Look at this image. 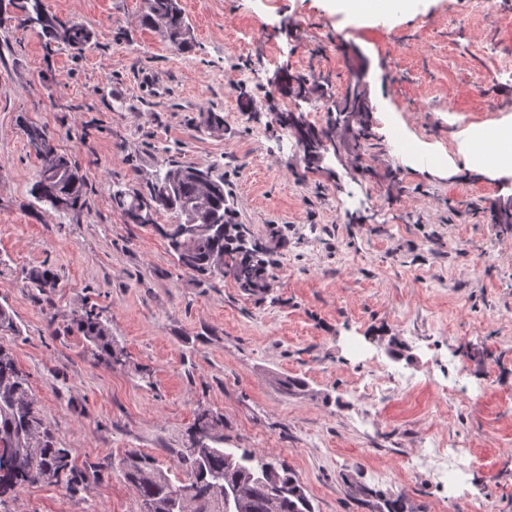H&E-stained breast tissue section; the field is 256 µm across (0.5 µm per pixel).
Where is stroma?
I'll return each mask as SVG.
<instances>
[{
  "mask_svg": "<svg viewBox=\"0 0 512 512\" xmlns=\"http://www.w3.org/2000/svg\"><path fill=\"white\" fill-rule=\"evenodd\" d=\"M42 2L94 39L46 53L0 0V303L22 328L0 345L80 478L22 488L0 512H140L119 458L134 448L175 467L202 405L223 413L225 447L285 460L312 512H387L389 498L405 512H512V224L499 221L512 166L459 149L475 128L512 127V80L488 79L479 52L512 54V0H420L410 14L268 0L260 22L253 0H180L188 53L143 24V0ZM280 73L322 90L285 96ZM351 85L372 108L359 140L336 124ZM285 109L335 129L319 159L279 123ZM210 111L221 129L205 127ZM24 122L70 157L83 208L33 197ZM400 131L445 163L402 162ZM168 155L223 173L239 221L272 252L268 292L197 277L152 225L113 210V191ZM33 268L55 274L52 292L31 288ZM86 304L104 309L122 364L94 358L73 322ZM381 362L415 387L374 408L356 385ZM461 376L470 399L448 405L441 392ZM433 435L475 459L463 490L411 470Z\"/></svg>",
  "mask_w": 512,
  "mask_h": 512,
  "instance_id": "stroma-1",
  "label": "stroma"
}]
</instances>
